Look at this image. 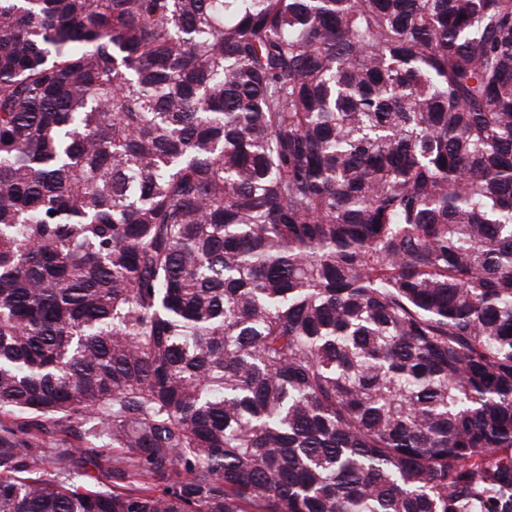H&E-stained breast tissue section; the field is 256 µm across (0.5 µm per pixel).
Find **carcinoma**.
<instances>
[{"label": "carcinoma", "instance_id": "1", "mask_svg": "<svg viewBox=\"0 0 512 512\" xmlns=\"http://www.w3.org/2000/svg\"><path fill=\"white\" fill-rule=\"evenodd\" d=\"M0 512H512V0H0Z\"/></svg>", "mask_w": 512, "mask_h": 512}]
</instances>
